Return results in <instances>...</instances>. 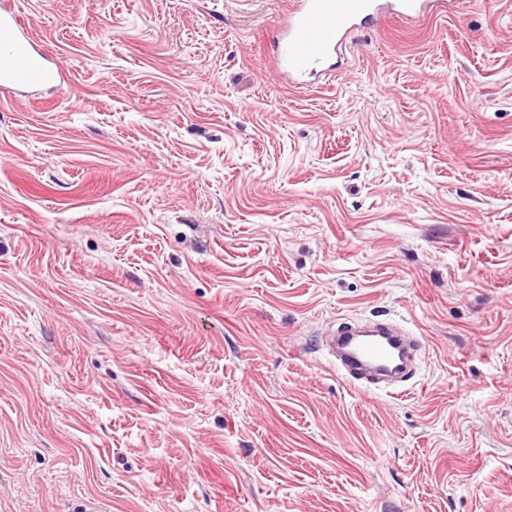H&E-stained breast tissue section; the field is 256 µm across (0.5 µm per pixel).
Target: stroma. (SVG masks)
<instances>
[{"label":"stroma","mask_w":512,"mask_h":512,"mask_svg":"<svg viewBox=\"0 0 512 512\" xmlns=\"http://www.w3.org/2000/svg\"><path fill=\"white\" fill-rule=\"evenodd\" d=\"M289 0H17L0 512H512V0L269 60ZM419 340L402 395L325 329ZM0 2V89L36 84H54L60 74L49 71L42 57L32 50L27 26L7 5Z\"/></svg>","instance_id":"stroma-1"}]
</instances>
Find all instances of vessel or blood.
Segmentation results:
<instances>
[{"instance_id": "1", "label": "vessel or blood", "mask_w": 512, "mask_h": 512, "mask_svg": "<svg viewBox=\"0 0 512 512\" xmlns=\"http://www.w3.org/2000/svg\"><path fill=\"white\" fill-rule=\"evenodd\" d=\"M448 13V0H294L278 40L274 68L281 78H294L326 66L336 57L346 34L357 24L382 14L412 24ZM58 73L49 71L31 46L26 25L5 0H0V89L53 84ZM411 344L389 326L360 336L343 326L331 354L349 383L368 378L373 370L410 360Z\"/></svg>"}]
</instances>
